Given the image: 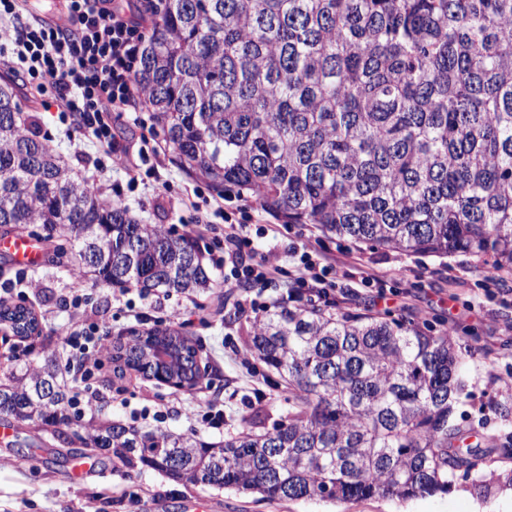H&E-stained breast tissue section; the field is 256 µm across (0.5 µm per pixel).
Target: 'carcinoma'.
Segmentation results:
<instances>
[{
	"instance_id": "1",
	"label": "carcinoma",
	"mask_w": 512,
	"mask_h": 512,
	"mask_svg": "<svg viewBox=\"0 0 512 512\" xmlns=\"http://www.w3.org/2000/svg\"><path fill=\"white\" fill-rule=\"evenodd\" d=\"M136 84L172 161L220 196L254 200L330 239L426 255L489 256L512 274V0H160ZM0 81V231L53 243L75 280L167 296L219 287L194 240L105 205L19 119ZM25 341V302L0 322ZM187 351L169 377H202L180 324L116 336L119 369L147 373L158 341ZM442 321L343 312L323 297L284 301L251 322L254 358L288 386L272 429L219 443L142 432L92 413L86 441L130 470L269 501L408 500L446 492L478 463L450 417L458 348ZM53 361L13 365L0 419L69 426Z\"/></svg>"
}]
</instances>
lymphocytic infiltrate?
Wrapping results in <instances>:
<instances>
[{
  "instance_id": "obj_1",
  "label": "lymphocytic infiltrate",
  "mask_w": 512,
  "mask_h": 512,
  "mask_svg": "<svg viewBox=\"0 0 512 512\" xmlns=\"http://www.w3.org/2000/svg\"><path fill=\"white\" fill-rule=\"evenodd\" d=\"M67 22L50 24L19 15V0H0V52L11 50L27 85L51 95L61 118H74L89 141L113 164L137 172L129 148L119 147L106 114H124L139 94L135 73L145 41L144 19L114 9L112 0H64ZM66 368L78 382L76 403L96 408L99 393L88 382L106 356L102 337L79 331L63 338Z\"/></svg>"
}]
</instances>
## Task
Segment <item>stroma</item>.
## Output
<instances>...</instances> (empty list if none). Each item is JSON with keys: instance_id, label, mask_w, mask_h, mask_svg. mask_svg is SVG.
Masks as SVG:
<instances>
[{"instance_id": "35a3bbf8", "label": "stroma", "mask_w": 512, "mask_h": 512, "mask_svg": "<svg viewBox=\"0 0 512 512\" xmlns=\"http://www.w3.org/2000/svg\"><path fill=\"white\" fill-rule=\"evenodd\" d=\"M10 74L19 85L22 115L34 116L39 135L73 170L88 181L99 199L112 200L122 193L130 211L147 224H162L178 234H192L207 258L224 253V215L251 225L253 243L234 266L221 265L218 275L255 264L274 252L280 274L266 288L239 285L223 288L221 296L142 295L137 290L105 287L96 290L83 323L71 317L78 288L91 281L74 282L66 268L41 262L27 269L28 279L39 282V292L11 291L7 305L26 302L38 315L45 355L61 361L62 338L76 327L85 331L110 329L127 333L153 327L174 316L189 337L201 346L200 363L207 373L193 388L177 387L127 371L117 378L113 363H105L94 379L104 414L112 420L148 431L156 428L194 433L206 442H219L244 427L243 417L254 408L266 410L271 420L288 412V392L276 374L245 364L248 352L247 321L253 303L272 306L285 297L297 275L291 254L308 242L335 259L333 298L352 296L351 311L443 320L459 334L476 333L480 341L463 356L460 377L465 395L452 420L474 437L473 447L512 431V415L503 416L490 403L512 378V276L489 281L482 259L469 255L446 258L404 251L356 247L323 237L310 224H284L257 208L244 209L234 195L219 196L198 190L197 182L170 160L160 137L151 129L148 112L125 113L114 122L119 144H135L148 156L153 174L131 183L126 169L100 166V152L81 128L61 124L56 106L43 107L23 90V77L12 63L0 60V74ZM375 276L365 283L364 272ZM93 288V287H92ZM224 411L221 427H210V408ZM79 423L66 427L62 436L48 430L10 428L0 436V512H512V490L496 477H455L448 492L406 501L370 498L330 503L317 500L269 502L257 495L231 489L185 485L165 473L142 468L126 470L105 455L94 454L75 440ZM36 449L34 459L23 462L21 441Z\"/></svg>"}]
</instances>
